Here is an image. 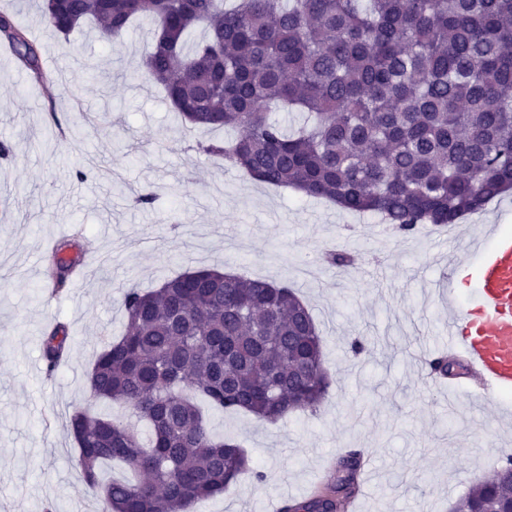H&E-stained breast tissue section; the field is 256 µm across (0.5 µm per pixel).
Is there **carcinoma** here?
Wrapping results in <instances>:
<instances>
[{"label": "carcinoma", "mask_w": 512, "mask_h": 512, "mask_svg": "<svg viewBox=\"0 0 512 512\" xmlns=\"http://www.w3.org/2000/svg\"><path fill=\"white\" fill-rule=\"evenodd\" d=\"M42 22L68 38L86 24L115 41L137 18L154 23L139 77L160 84L186 127L235 132L200 150L251 179L292 188L398 233L456 223L512 191V0H41ZM0 10V40L38 82L39 46ZM299 112L288 129L273 112ZM60 242L53 292L82 264ZM125 330L99 351L90 396L113 417H69L83 481L98 512H188L250 470L209 413L277 423L315 413L330 378L323 340L288 286L198 269L151 291L127 289ZM63 324L44 336L45 373L67 356ZM120 462L128 479L105 481ZM336 483L279 512H336L358 488L361 453L337 461ZM512 502L499 474L450 505L481 512Z\"/></svg>", "instance_id": "carcinoma-1"}]
</instances>
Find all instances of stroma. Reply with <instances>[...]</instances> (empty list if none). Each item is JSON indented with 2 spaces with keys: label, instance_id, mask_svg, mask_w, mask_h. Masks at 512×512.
Listing matches in <instances>:
<instances>
[{
  "label": "stroma",
  "instance_id": "stroma-1",
  "mask_svg": "<svg viewBox=\"0 0 512 512\" xmlns=\"http://www.w3.org/2000/svg\"><path fill=\"white\" fill-rule=\"evenodd\" d=\"M17 20L39 41L52 79L33 81L0 51V138L19 146L0 160V512H87L97 501L67 421L95 406L86 374L123 330L121 296L204 267L293 288L324 340L331 385L316 414L274 425L212 413L264 478L242 475L191 512H271L334 483L338 457L359 448L375 451L360 512H448L512 456V397L470 406L467 379L424 377L418 358L432 342L442 272L467 260L474 226L455 243L431 226L402 236L197 152V142L233 131L187 130L159 86L126 76L151 48V20L135 21L113 47L89 26L59 36L31 9ZM91 123L96 135L72 137ZM78 162L91 166L82 181ZM143 189L157 194L153 207L135 204ZM72 235L86 281L49 295L42 244ZM330 249L350 252L354 266L331 268L321 259ZM58 321L72 341L49 377L41 342ZM362 336L372 343L353 354Z\"/></svg>",
  "mask_w": 512,
  "mask_h": 512
}]
</instances>
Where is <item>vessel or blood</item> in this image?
<instances>
[{"instance_id": "b4317fda", "label": "vessel or blood", "mask_w": 512, "mask_h": 512, "mask_svg": "<svg viewBox=\"0 0 512 512\" xmlns=\"http://www.w3.org/2000/svg\"><path fill=\"white\" fill-rule=\"evenodd\" d=\"M471 290L462 292L455 275L444 283L439 319L448 336L442 350L459 356L474 382V396L512 394V235L492 231L473 245Z\"/></svg>"}]
</instances>
